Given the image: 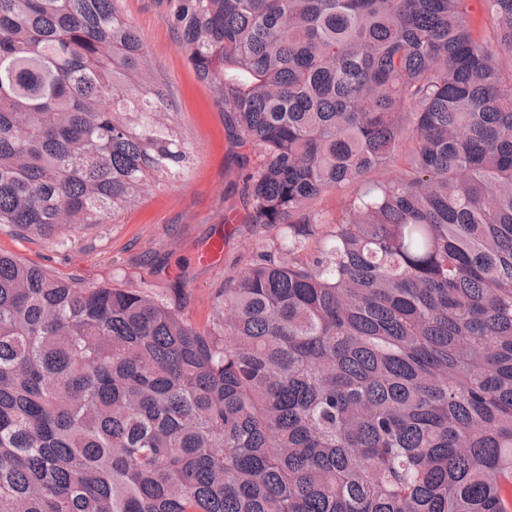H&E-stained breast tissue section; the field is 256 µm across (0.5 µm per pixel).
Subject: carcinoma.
Wrapping results in <instances>:
<instances>
[{
    "label": "carcinoma",
    "mask_w": 512,
    "mask_h": 512,
    "mask_svg": "<svg viewBox=\"0 0 512 512\" xmlns=\"http://www.w3.org/2000/svg\"><path fill=\"white\" fill-rule=\"evenodd\" d=\"M167 2L269 238L207 331L0 254V512H512V0ZM166 111L119 0H0V224L175 180ZM413 146L412 139L408 135H404L400 141L396 158L392 163L370 171L358 183L336 186L325 193L319 200L314 201L312 207L322 212L329 219L339 216L356 193L369 188L377 182L398 175L405 167L406 158L412 151Z\"/></svg>",
    "instance_id": "1"
}]
</instances>
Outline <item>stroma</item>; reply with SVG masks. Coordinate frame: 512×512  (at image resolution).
Returning <instances> with one entry per match:
<instances>
[{"label": "stroma", "instance_id": "35a3bbf8", "mask_svg": "<svg viewBox=\"0 0 512 512\" xmlns=\"http://www.w3.org/2000/svg\"><path fill=\"white\" fill-rule=\"evenodd\" d=\"M120 6L167 95L169 110L161 119L190 148L182 174L172 183H149L108 223L53 242L2 225L0 253L46 266L62 278L147 287L203 331L218 317L222 288L247 267L253 244L263 236L246 223V207L235 190L243 150L230 143L223 111L187 63L163 0H121ZM413 146L410 137H402L392 163L358 183L336 186L314 201V209L330 219L339 216L356 193L398 175ZM218 238L224 241L222 260L199 262L198 253Z\"/></svg>", "mask_w": 512, "mask_h": 512}]
</instances>
